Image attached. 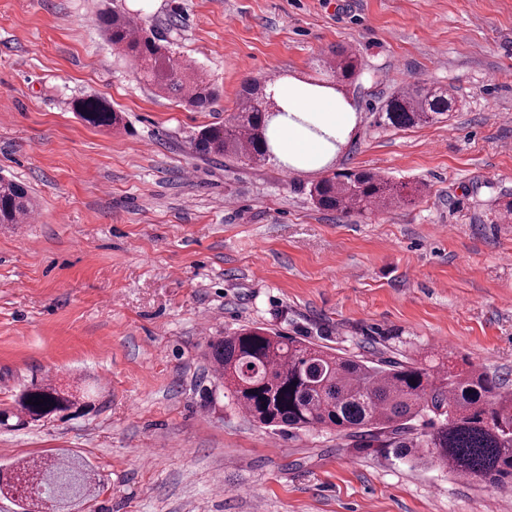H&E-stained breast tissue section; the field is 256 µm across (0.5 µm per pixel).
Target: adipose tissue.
Wrapping results in <instances>:
<instances>
[{"label":"adipose tissue","mask_w":512,"mask_h":512,"mask_svg":"<svg viewBox=\"0 0 512 512\" xmlns=\"http://www.w3.org/2000/svg\"><path fill=\"white\" fill-rule=\"evenodd\" d=\"M270 93L285 110L269 129L279 159L296 171L322 168L330 155V138L349 125L350 107L333 100L330 90L291 79L273 85Z\"/></svg>","instance_id":"ef3b65f1"}]
</instances>
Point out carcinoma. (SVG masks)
<instances>
[{"instance_id": "cac0c4a2", "label": "carcinoma", "mask_w": 512, "mask_h": 512, "mask_svg": "<svg viewBox=\"0 0 512 512\" xmlns=\"http://www.w3.org/2000/svg\"><path fill=\"white\" fill-rule=\"evenodd\" d=\"M99 22L112 48L136 59L142 78L158 93L194 111L214 105L215 89L174 58L163 37L134 27L128 13L117 7L101 13ZM325 65L348 85L361 75V63L351 51L333 52ZM454 105L448 89L415 84L392 94L378 116L388 126L413 127L438 121ZM273 109L265 85L247 84L236 112L224 124L201 130L192 141L193 151L249 164L265 162L273 156L267 136ZM71 110L96 128L123 122L121 114L97 96L73 100ZM420 191L418 186L348 169L312 184L309 194L322 210L362 214ZM33 210L28 189L0 177V224H20ZM207 356L215 380L261 427L279 432L327 428L359 450L392 448L413 464L437 465L491 487L512 483V392L466 358H442L426 349L416 359H357L262 327L213 338ZM37 397L47 402L28 403ZM79 400L52 382L32 386L19 395L15 411L0 413V426L13 427V417L18 426L40 422L75 408ZM19 477L31 485L23 512H36L47 503L62 508L89 497L97 485L85 461L47 457L0 470V494H9Z\"/></svg>"}]
</instances>
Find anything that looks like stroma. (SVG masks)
<instances>
[{
    "label": "stroma",
    "mask_w": 512,
    "mask_h": 512,
    "mask_svg": "<svg viewBox=\"0 0 512 512\" xmlns=\"http://www.w3.org/2000/svg\"><path fill=\"white\" fill-rule=\"evenodd\" d=\"M119 5L214 85L213 109L159 97L105 40ZM363 74L352 142L319 170L199 157L243 86L314 81L331 49ZM448 88L447 120L394 128L405 84ZM95 94L122 113L95 128ZM367 169L421 192L367 214L312 183ZM0 175L36 220L0 224V410L45 382L84 406L0 428V465L69 453L100 488L71 512H512L492 488L319 428L252 424L204 358L262 326L374 359L432 348L512 391V0H0ZM71 110L76 112L83 122L96 128H113L123 122L121 114L106 100L97 96H84L73 100Z\"/></svg>",
    "instance_id": "35a3bbf8"
}]
</instances>
